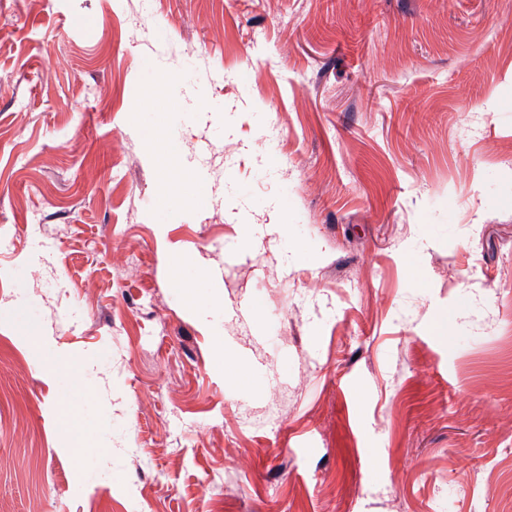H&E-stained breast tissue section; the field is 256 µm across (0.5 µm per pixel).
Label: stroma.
<instances>
[{
    "mask_svg": "<svg viewBox=\"0 0 512 512\" xmlns=\"http://www.w3.org/2000/svg\"><path fill=\"white\" fill-rule=\"evenodd\" d=\"M0 512H512V0H0Z\"/></svg>",
    "mask_w": 512,
    "mask_h": 512,
    "instance_id": "35a3bbf8",
    "label": "stroma"
}]
</instances>
